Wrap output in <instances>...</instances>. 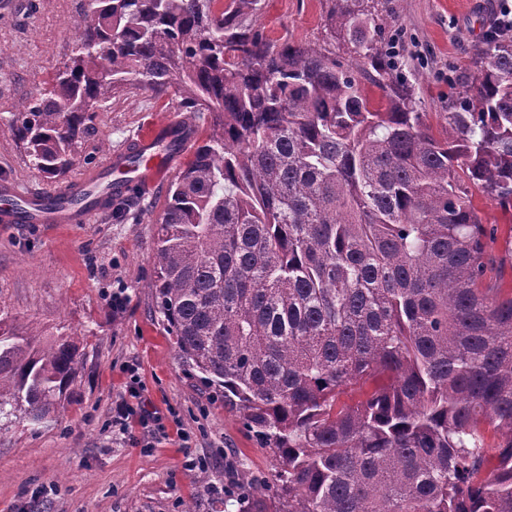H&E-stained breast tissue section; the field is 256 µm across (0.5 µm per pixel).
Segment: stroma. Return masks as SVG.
<instances>
[{
    "mask_svg": "<svg viewBox=\"0 0 512 512\" xmlns=\"http://www.w3.org/2000/svg\"><path fill=\"white\" fill-rule=\"evenodd\" d=\"M84 0H0V180L47 192L57 182L33 166L11 121L38 97L71 55L70 28ZM499 0H387L385 38L399 43L405 73L414 75L419 109L444 112L451 90H464L473 59ZM324 0H261L256 26L267 39L317 45ZM208 120L183 111L176 88L154 93L134 82L99 101L76 146L68 173L77 178L125 147L148 126ZM172 173L140 186L121 214L104 211L92 224L0 229V310L45 346L78 340L83 368L54 416L35 424L16 413L0 420V512H224V488L252 476L271 480L273 454L247 432L179 364L155 312V221ZM474 202L498 242L488 271L512 288V207L484 196ZM126 302L113 310L112 295ZM141 379V403L157 419L140 444L112 424V405ZM207 459L189 471L186 456Z\"/></svg>",
    "mask_w": 512,
    "mask_h": 512,
    "instance_id": "stroma-1",
    "label": "stroma"
}]
</instances>
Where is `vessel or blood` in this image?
<instances>
[{
    "label": "vessel or blood",
    "mask_w": 512,
    "mask_h": 512,
    "mask_svg": "<svg viewBox=\"0 0 512 512\" xmlns=\"http://www.w3.org/2000/svg\"><path fill=\"white\" fill-rule=\"evenodd\" d=\"M170 131L167 125L143 131L98 167L47 192H24L14 182H0V225L90 223L103 211L106 197L124 196L129 188L176 166L190 142H173Z\"/></svg>",
    "instance_id": "vessel-or-blood-1"
}]
</instances>
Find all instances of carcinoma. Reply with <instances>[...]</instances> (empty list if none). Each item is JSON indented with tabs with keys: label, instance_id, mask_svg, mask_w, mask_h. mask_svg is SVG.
<instances>
[{
	"label": "carcinoma",
	"instance_id": "1",
	"mask_svg": "<svg viewBox=\"0 0 512 512\" xmlns=\"http://www.w3.org/2000/svg\"><path fill=\"white\" fill-rule=\"evenodd\" d=\"M258 2L86 0L12 130L54 179L117 82L210 118L152 288L181 366L272 449L274 481L238 485L251 512H512V290L472 200L512 206V34L485 36L436 136L382 0H326L315 47L264 38ZM81 368L74 338L36 348L0 315V416L44 420Z\"/></svg>",
	"mask_w": 512,
	"mask_h": 512
}]
</instances>
